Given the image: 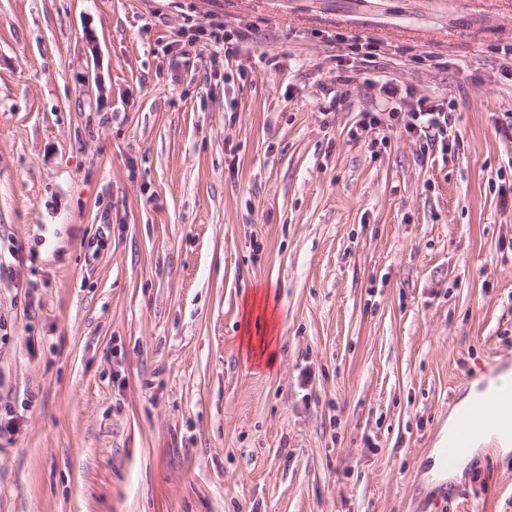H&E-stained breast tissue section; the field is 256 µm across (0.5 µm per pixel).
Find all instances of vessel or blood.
<instances>
[{
    "instance_id": "b4317fda",
    "label": "vessel or blood",
    "mask_w": 512,
    "mask_h": 512,
    "mask_svg": "<svg viewBox=\"0 0 512 512\" xmlns=\"http://www.w3.org/2000/svg\"><path fill=\"white\" fill-rule=\"evenodd\" d=\"M480 434L512 438V390L479 399L460 411L458 424L441 452L444 466H454Z\"/></svg>"
}]
</instances>
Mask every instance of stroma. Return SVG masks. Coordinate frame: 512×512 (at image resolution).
I'll use <instances>...</instances> for the list:
<instances>
[{
    "instance_id": "1",
    "label": "stroma",
    "mask_w": 512,
    "mask_h": 512,
    "mask_svg": "<svg viewBox=\"0 0 512 512\" xmlns=\"http://www.w3.org/2000/svg\"><path fill=\"white\" fill-rule=\"evenodd\" d=\"M510 44L512 0H0V512H512L495 445L430 472L512 361ZM386 82L452 139L362 127Z\"/></svg>"
}]
</instances>
